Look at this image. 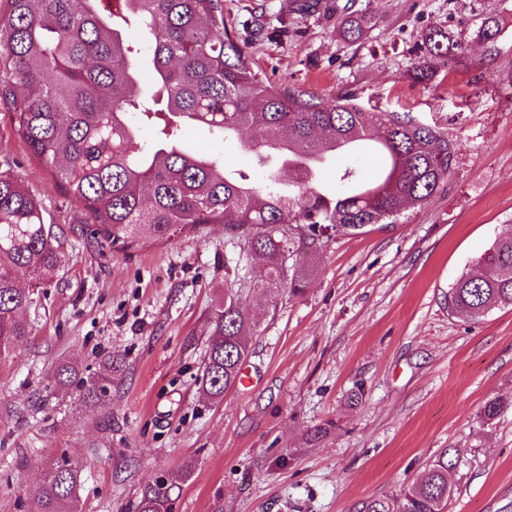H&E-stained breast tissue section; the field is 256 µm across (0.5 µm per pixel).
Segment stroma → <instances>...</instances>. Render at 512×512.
Segmentation results:
<instances>
[{
	"mask_svg": "<svg viewBox=\"0 0 512 512\" xmlns=\"http://www.w3.org/2000/svg\"><path fill=\"white\" fill-rule=\"evenodd\" d=\"M374 25L340 33L336 0H224V21L272 84L325 98L350 93L409 112L460 140L444 190L399 223L339 232L297 296L271 300L265 269L223 225L128 253L79 235L85 216L30 156L0 111V171L18 175L62 235L68 258L21 315L31 336L0 356V512H36L43 475L69 464L80 512H136L142 489L185 467L172 512H360L460 451L447 512H512V308L451 316V284L512 232V0H355ZM495 17L500 35L484 41ZM448 63L415 66L430 32ZM254 183L265 168L238 144L185 135ZM245 301L249 386L202 390L210 317L232 281ZM125 370L88 408L52 387L56 361ZM358 401H351L353 391ZM503 402L485 419L490 400ZM448 36L444 32H434L429 35L428 47H427V60H424L423 64L418 67L419 73L418 78H425L429 74L433 73L434 69L437 68L438 60L441 57L447 56L448 51Z\"/></svg>",
	"mask_w": 512,
	"mask_h": 512,
	"instance_id": "35a3bbf8",
	"label": "stroma"
}]
</instances>
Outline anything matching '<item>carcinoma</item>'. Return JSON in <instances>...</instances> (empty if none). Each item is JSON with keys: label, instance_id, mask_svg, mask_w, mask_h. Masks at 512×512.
Masks as SVG:
<instances>
[{"label": "carcinoma", "instance_id": "obj_1", "mask_svg": "<svg viewBox=\"0 0 512 512\" xmlns=\"http://www.w3.org/2000/svg\"><path fill=\"white\" fill-rule=\"evenodd\" d=\"M133 24L152 65L149 93L126 39ZM371 24L367 13H347L340 28L356 41ZM447 41L444 32L429 35L418 77L447 56ZM0 105L29 153L83 205L89 243L127 252L222 224L241 252L264 261L263 288L275 297L304 292L312 257L334 233L397 224L406 206L440 193L460 151L458 141L408 112H377L350 94L324 99L272 85L225 25L222 0H0ZM145 127L154 131L146 143ZM189 127L222 140L257 131L243 146L272 165L265 182L257 186L245 172L226 169L212 152L185 151ZM340 141L374 142L382 167L370 180L355 167L339 169L329 193L314 167ZM66 259L39 200L1 173L0 354L30 336L18 313L33 303L46 272ZM250 291L239 282L212 311L203 370L212 400L236 386L248 357L243 302ZM446 301L450 314L470 319L512 307V233L448 288ZM123 367L108 356L99 374L85 377L57 362L54 384L94 405L110 396ZM458 458L459 450H443L421 481L396 498L366 503L363 512H445L448 470ZM185 475L169 472L146 486L136 512H170V491ZM35 496L39 512H78L75 471L56 466Z\"/></svg>", "mask_w": 512, "mask_h": 512}]
</instances>
